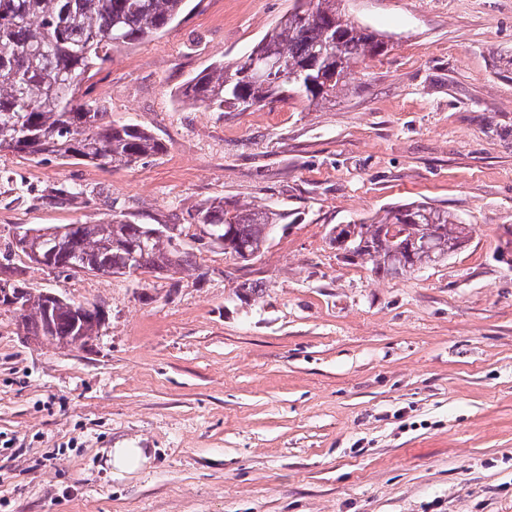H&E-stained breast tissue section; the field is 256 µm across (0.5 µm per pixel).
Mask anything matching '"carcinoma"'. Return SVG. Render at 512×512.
Listing matches in <instances>:
<instances>
[{
    "mask_svg": "<svg viewBox=\"0 0 512 512\" xmlns=\"http://www.w3.org/2000/svg\"><path fill=\"white\" fill-rule=\"evenodd\" d=\"M343 0H296L282 18L248 52L231 64L215 62L186 81L184 101L216 112H243L272 102L299 100L313 111L344 94L351 85L353 64L364 56L387 52L378 34L355 25L341 8ZM186 0H0V151L24 152L43 160L77 159L132 168L162 151L150 132L106 119L107 112L89 99L86 86L92 68L111 59V50L131 45L170 27ZM288 61V78L270 89L247 72L255 52ZM76 185L60 184L41 202L66 206L82 198ZM286 209L251 207L215 198L192 214L194 223L213 236L211 243L247 264L246 254L267 245ZM385 224L413 227L396 241L382 235ZM122 212L93 224H64L48 236L46 265L80 269L104 277L128 262L162 275L191 265L190 253L169 235H149ZM472 227L444 207L416 200L378 211L359 224L355 241L330 230L336 249L373 271L406 275L438 262L442 243L460 250ZM22 292V307L13 310L26 335L61 346L75 338L84 344L98 334L103 311L60 298L47 304L16 272L0 277Z\"/></svg>",
    "mask_w": 512,
    "mask_h": 512,
    "instance_id": "1",
    "label": "carcinoma"
}]
</instances>
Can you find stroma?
<instances>
[{
	"label": "stroma",
	"instance_id": "stroma-1",
	"mask_svg": "<svg viewBox=\"0 0 512 512\" xmlns=\"http://www.w3.org/2000/svg\"><path fill=\"white\" fill-rule=\"evenodd\" d=\"M294 4L197 0L94 69L110 119L164 145L138 166L0 152V255L105 313L63 348L0 308V512H512V0H345L389 50L315 111L178 99ZM61 183L83 198L36 201ZM215 197L294 222L245 267L191 222ZM414 200L472 225L466 247L394 277L330 244L333 225ZM115 209L178 225L196 267L66 275L14 244V225ZM245 279L257 291L236 297ZM113 448L150 459L118 481Z\"/></svg>",
	"mask_w": 512,
	"mask_h": 512
}]
</instances>
